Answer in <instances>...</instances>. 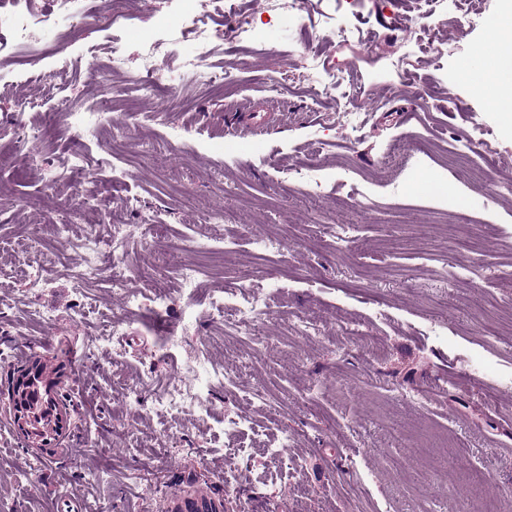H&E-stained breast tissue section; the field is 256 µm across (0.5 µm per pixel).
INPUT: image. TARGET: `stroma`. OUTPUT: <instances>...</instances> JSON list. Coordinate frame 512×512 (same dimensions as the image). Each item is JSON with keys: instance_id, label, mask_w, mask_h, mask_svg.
Instances as JSON below:
<instances>
[{"instance_id": "35a3bbf8", "label": "stroma", "mask_w": 512, "mask_h": 512, "mask_svg": "<svg viewBox=\"0 0 512 512\" xmlns=\"http://www.w3.org/2000/svg\"><path fill=\"white\" fill-rule=\"evenodd\" d=\"M102 2L88 17L79 0L67 16L42 0L50 22L27 50L0 59V157L9 166L0 179V401L21 370L43 361L56 371L53 395L73 411L51 447L31 448L0 409V512H59L65 496L84 512H167L183 490L203 486L224 512H475L443 468H423V428L448 435L462 473L483 474L512 512V123L491 108L493 88L462 74L488 48L487 29L465 23V0H444L433 14L422 0H303L277 14L224 0L207 23L249 18L260 43L228 36L205 49L181 39L162 61L173 90L152 97L133 79L143 45L192 0H127L117 23L111 0ZM336 21L358 28L362 42L337 39ZM436 37L447 54L426 50ZM404 49L410 57L395 69ZM311 54L350 71L351 98L387 96L385 109L345 129L351 98L310 95ZM192 57L232 81L218 90L186 80ZM275 81L283 89L273 96ZM406 84L424 97L403 92ZM104 97L103 122L123 149L108 166L69 173L76 147L100 153L69 115ZM228 112L259 121L230 127ZM475 124L492 153H468ZM34 127L43 134L32 165L14 151ZM396 139L422 151L388 169ZM463 152L470 167L445 163ZM305 170L326 178L322 194L307 195ZM76 187L81 211L63 205ZM207 209L223 222H204ZM147 215L160 227L149 241ZM340 224L348 242L330 234ZM91 231L123 234L121 266L170 289L163 319L129 312L109 276L76 290L65 269ZM200 234L222 243L223 261L187 252ZM261 235L270 239L262 252L253 245ZM31 244L48 279L35 291L21 264ZM188 265L213 293L246 284L266 294L263 344L235 327L232 302L221 321L192 305L180 289ZM33 306L53 321L32 323ZM116 320L130 326L114 340L106 331ZM301 320L308 332L298 331ZM170 334L180 342L160 355ZM116 351L122 364L112 362ZM190 359L233 370V382H215L194 411L168 414L155 396ZM228 410L253 422L260 443L288 440L287 473L244 460L225 486Z\"/></svg>"}]
</instances>
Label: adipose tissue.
Segmentation results:
<instances>
[{
    "label": "adipose tissue",
    "instance_id": "obj_1",
    "mask_svg": "<svg viewBox=\"0 0 512 512\" xmlns=\"http://www.w3.org/2000/svg\"><path fill=\"white\" fill-rule=\"evenodd\" d=\"M489 42L493 54L483 65H467L463 74L476 83H491L498 93L491 103L496 111L512 112V0H504L499 16L491 25Z\"/></svg>",
    "mask_w": 512,
    "mask_h": 512
}]
</instances>
